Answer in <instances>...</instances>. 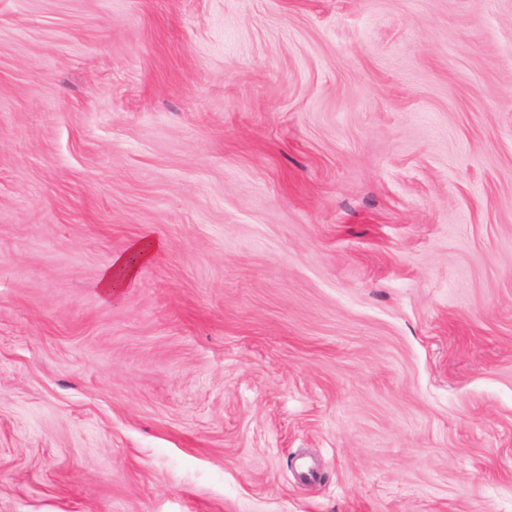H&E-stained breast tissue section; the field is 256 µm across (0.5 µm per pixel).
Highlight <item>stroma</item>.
I'll use <instances>...</instances> for the list:
<instances>
[{
    "label": "stroma",
    "mask_w": 512,
    "mask_h": 512,
    "mask_svg": "<svg viewBox=\"0 0 512 512\" xmlns=\"http://www.w3.org/2000/svg\"><path fill=\"white\" fill-rule=\"evenodd\" d=\"M0 512H512V0H0ZM159 249V241L146 237L133 241L125 253L114 256L100 275L99 285L104 298L111 299L112 289L121 288L127 283L138 267L150 261Z\"/></svg>",
    "instance_id": "obj_1"
}]
</instances>
